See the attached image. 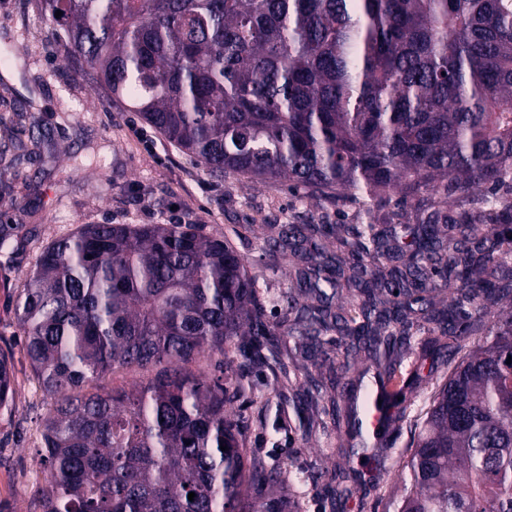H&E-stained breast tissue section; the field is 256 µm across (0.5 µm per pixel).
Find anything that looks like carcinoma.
<instances>
[{
	"mask_svg": "<svg viewBox=\"0 0 512 512\" xmlns=\"http://www.w3.org/2000/svg\"><path fill=\"white\" fill-rule=\"evenodd\" d=\"M67 54L206 171L322 194L422 188L459 196L418 219L413 248L351 224H277L298 293L271 322L246 259L195 224H84L52 242L16 304L34 374L53 400L42 434V512H293L279 472L243 468L226 381L284 337L333 332L392 376L413 332L467 352L433 396L398 472L397 512H512V0H43ZM62 15L55 16L56 11ZM481 224L504 231L468 247ZM451 291L438 310L429 293ZM221 356L225 378L189 363ZM161 367L126 391L108 371ZM0 354V408L13 397ZM228 447L223 451L220 446ZM195 493L188 500L189 493Z\"/></svg>",
	"mask_w": 512,
	"mask_h": 512,
	"instance_id": "1",
	"label": "carcinoma"
}]
</instances>
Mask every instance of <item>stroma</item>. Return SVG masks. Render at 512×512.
I'll use <instances>...</instances> for the list:
<instances>
[{
	"label": "stroma",
	"instance_id": "35a3bbf8",
	"mask_svg": "<svg viewBox=\"0 0 512 512\" xmlns=\"http://www.w3.org/2000/svg\"><path fill=\"white\" fill-rule=\"evenodd\" d=\"M64 31L46 20L41 0H0V151L22 143L30 160H0V224L10 233L0 249V351L13 358L14 398L0 409V512H40L49 480L39 462L43 422L51 399L33 373L15 316L18 295L44 249L84 224H162L179 220L224 237L248 259L267 314L294 288L285 259L262 246L275 224H328L335 244L345 225L375 221L390 242L401 241L416 211L441 207L423 189L407 203L344 192L322 195L304 187L258 182L244 175L212 178L190 156L113 99L95 73L66 57ZM304 338L282 342L285 364L245 374L233 412L245 430V465L280 471L298 512H321L327 473H340L352 494L343 512H396L401 485L394 477L410 453L414 425L423 420L452 369L442 353L414 346L403 377L412 378L404 418L392 421L388 448L375 465L349 453L329 415L326 388L347 385L340 350L325 346L307 360Z\"/></svg>",
	"mask_w": 512,
	"mask_h": 512
}]
</instances>
